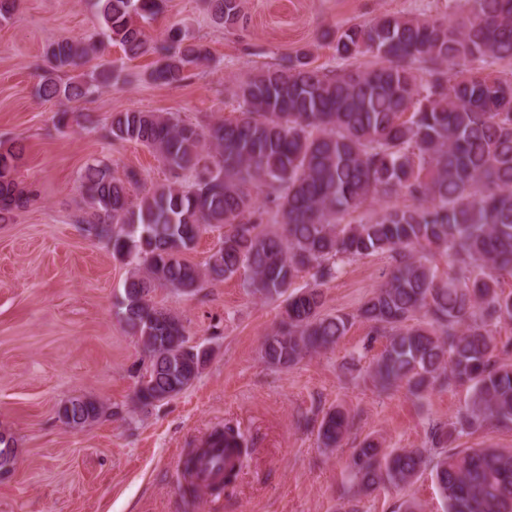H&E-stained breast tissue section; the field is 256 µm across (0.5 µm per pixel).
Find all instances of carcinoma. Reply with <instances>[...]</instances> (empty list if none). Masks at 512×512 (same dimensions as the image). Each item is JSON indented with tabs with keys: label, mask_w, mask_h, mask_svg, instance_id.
I'll list each match as a JSON object with an SVG mask.
<instances>
[{
	"label": "carcinoma",
	"mask_w": 512,
	"mask_h": 512,
	"mask_svg": "<svg viewBox=\"0 0 512 512\" xmlns=\"http://www.w3.org/2000/svg\"><path fill=\"white\" fill-rule=\"evenodd\" d=\"M166 0H94L98 27L80 41L45 51L37 95L85 101L122 81V67L101 62L86 77L61 81L119 44L126 57L154 58L149 80L179 85L209 62L207 48L180 28L160 40L146 34ZM212 21L235 27L240 0H204ZM453 19L383 14L336 35L340 66L313 65L302 51L237 86L240 115L206 126L174 112L112 113L107 136L150 150L168 172L143 186L134 167L118 172L95 159L81 175L76 223L133 268L117 302L139 337L149 380L138 381L143 408L191 386L211 352L188 345L182 319L153 293L192 294L206 281L248 272L251 293L282 300L281 320L262 342L263 360L288 369L335 347L355 321L386 337L370 365L374 385L407 387L421 400L435 389L467 386L469 398L447 423L434 422L420 448H384L373 439L348 465L352 495L404 489L430 471L448 512H512V448H457L454 442L490 425L512 426V363L499 359L493 333L512 322V77L493 70L512 63V0H465ZM20 139L0 143V223L37 193L20 187ZM265 194L260 205L254 191ZM369 201L359 219L345 217ZM224 229L205 268L185 259L201 234ZM385 254V280L356 312H323L321 286L357 257ZM457 268L441 275L430 257ZM303 272L311 287L289 291ZM109 415L89 397H73L59 421L83 429ZM353 418L328 410L318 427L337 448ZM251 454L240 430L212 432L181 461L197 485L199 461L222 471L216 496L237 480ZM16 448L0 434V478Z\"/></svg>",
	"instance_id": "carcinoma-1"
}]
</instances>
